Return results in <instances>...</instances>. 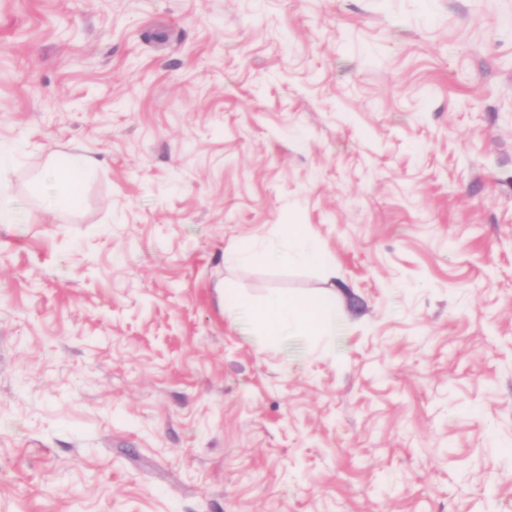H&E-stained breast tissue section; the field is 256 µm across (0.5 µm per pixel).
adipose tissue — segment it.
I'll return each mask as SVG.
<instances>
[{
    "instance_id": "obj_1",
    "label": "adipose tissue",
    "mask_w": 512,
    "mask_h": 512,
    "mask_svg": "<svg viewBox=\"0 0 512 512\" xmlns=\"http://www.w3.org/2000/svg\"><path fill=\"white\" fill-rule=\"evenodd\" d=\"M250 315L262 336L272 341L289 330L318 334L329 321L331 306L321 296L297 301L272 294L260 305L251 308Z\"/></svg>"
}]
</instances>
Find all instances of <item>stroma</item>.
I'll return each instance as SVG.
<instances>
[{
  "label": "stroma",
  "mask_w": 512,
  "mask_h": 512,
  "mask_svg": "<svg viewBox=\"0 0 512 512\" xmlns=\"http://www.w3.org/2000/svg\"><path fill=\"white\" fill-rule=\"evenodd\" d=\"M1 145L0 512H512V0H0ZM94 166L91 158L82 154L67 155L57 171L51 175L55 180L63 182L66 188L67 201L71 206L79 202L78 188L90 174ZM288 244V256L306 265L324 266L319 247L309 238L303 229L288 226L285 229ZM275 252L269 249H260L256 245L243 244L236 245L233 248L225 250V257L233 260L248 262H266L271 260L272 254ZM254 323L267 341H273L287 330L318 335L331 315V305L322 296L297 301L281 294L269 295L258 306L249 309Z\"/></svg>",
  "instance_id": "1"
}]
</instances>
